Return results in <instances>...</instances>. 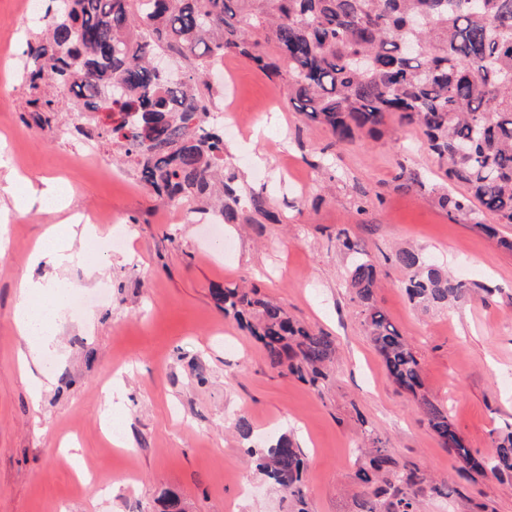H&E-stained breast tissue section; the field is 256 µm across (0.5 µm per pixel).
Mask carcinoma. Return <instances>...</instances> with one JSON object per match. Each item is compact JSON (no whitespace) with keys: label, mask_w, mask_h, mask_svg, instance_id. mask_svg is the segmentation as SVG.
Returning <instances> with one entry per match:
<instances>
[{"label":"carcinoma","mask_w":512,"mask_h":512,"mask_svg":"<svg viewBox=\"0 0 512 512\" xmlns=\"http://www.w3.org/2000/svg\"><path fill=\"white\" fill-rule=\"evenodd\" d=\"M254 29L266 31L264 41L251 38ZM228 53L283 81L295 109L338 144L381 132L395 113L418 126L452 186L439 196L448 215L489 235L488 216L512 224V0H49L27 39L22 78L36 113L60 111L46 86L71 84L77 134L111 144L164 204H204L230 224L259 200L224 176V123L204 105L206 75ZM108 93L120 115L112 126L99 117ZM391 261L417 307H446L471 292L415 248L396 249ZM348 288L388 376L417 394L420 363L377 305L371 261L352 265ZM211 293L272 368L313 386L326 378L331 335L292 321L256 287ZM419 410L464 470L512 480V424L496 432L490 453H474L442 405L423 396ZM246 451L287 512H307L308 460L293 440L283 433ZM362 453L357 512H420L422 498L440 492L387 449Z\"/></svg>","instance_id":"carcinoma-1"}]
</instances>
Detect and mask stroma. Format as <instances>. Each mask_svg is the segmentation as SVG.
<instances>
[{"instance_id": "35a3bbf8", "label": "stroma", "mask_w": 512, "mask_h": 512, "mask_svg": "<svg viewBox=\"0 0 512 512\" xmlns=\"http://www.w3.org/2000/svg\"><path fill=\"white\" fill-rule=\"evenodd\" d=\"M25 2L0 0V140L22 176L10 188L0 179V224L9 226L0 255V512H160L166 492L186 512H284L232 428L240 417L255 437L285 432L303 449L308 512H356L358 450L373 436L440 485L421 512H512V481L462 471L392 383L346 286L352 256L336 244L342 230L375 264L377 304L413 344L425 395L447 407L471 450L490 452L493 431L512 421V252L439 206L447 184L421 131L392 119L378 135L334 145L292 107L282 81L225 55L211 109L230 103L244 128H262L257 140L225 132L224 144L241 193L262 196L264 209L242 224H209L197 211L184 218L155 201L115 150L78 137L66 113L35 121L20 76L32 26ZM403 168L420 184L401 185ZM44 179L96 231L65 272L86 303L67 310L59 346L35 374L49 383L38 392L20 368L12 317L29 258L62 215L10 203ZM118 228L125 243L108 249ZM400 245L422 250L473 295L445 309L414 307L405 273L384 259ZM230 284L259 288L335 338L322 385L271 368L261 345L225 318L211 290ZM108 416L122 432L113 450ZM73 446L83 450L77 469L64 454Z\"/></svg>"}]
</instances>
